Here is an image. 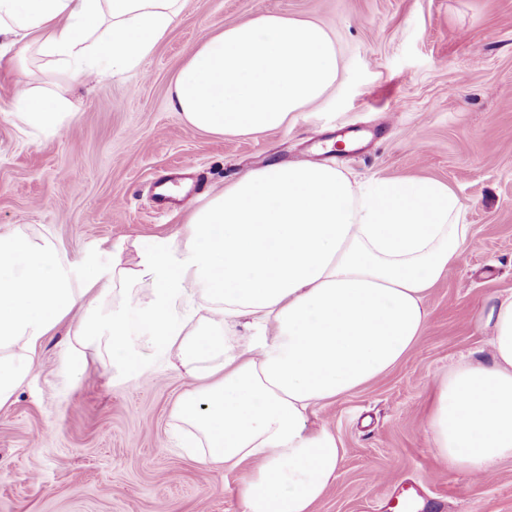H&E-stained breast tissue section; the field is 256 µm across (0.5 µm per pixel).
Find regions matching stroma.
Segmentation results:
<instances>
[{
	"instance_id": "35a3bbf8",
	"label": "stroma",
	"mask_w": 512,
	"mask_h": 512,
	"mask_svg": "<svg viewBox=\"0 0 512 512\" xmlns=\"http://www.w3.org/2000/svg\"><path fill=\"white\" fill-rule=\"evenodd\" d=\"M263 13L315 20L336 42L339 74L321 107L249 137L188 127L170 105L175 74L202 37ZM69 98L75 119L46 141L11 113L19 82ZM352 148L315 155L329 139ZM321 157L360 183L435 179L458 195L473 240L430 289L418 345L394 369L314 408L340 440L337 475L313 512H381L414 484L429 512H512V459L490 480L446 467L426 431L436 379L488 358L477 315L512 293V0H184L167 36L136 69L71 83L23 46L0 62V234L28 224L75 267L138 259L134 242L167 243L213 192L269 163ZM204 183L179 208L153 211L154 183L186 159ZM47 336L12 404L0 408V512H242L240 470L177 445L170 413L192 386L150 351L132 378L94 349Z\"/></svg>"
}]
</instances>
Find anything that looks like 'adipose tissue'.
Wrapping results in <instances>:
<instances>
[{"mask_svg": "<svg viewBox=\"0 0 512 512\" xmlns=\"http://www.w3.org/2000/svg\"><path fill=\"white\" fill-rule=\"evenodd\" d=\"M182 0H0V58L19 42L75 80L140 66ZM339 71L318 23L262 14L200 41L170 86L190 127L261 135L321 103ZM15 117L46 137L70 102L21 85ZM456 193L435 180L353 183L320 163H271L189 214L177 242L74 273L56 243L16 225L0 234V406L29 375L45 336L69 322L125 374L145 371L138 340L170 352L196 384L171 419L207 465L243 468L242 512H312L341 461L312 410L385 375L422 337L425 298L471 241ZM209 307L206 325L182 316ZM491 357L435 384L426 427L449 468L488 475L512 457V293L479 317Z\"/></svg>", "mask_w": 512, "mask_h": 512, "instance_id": "1", "label": "adipose tissue"}]
</instances>
